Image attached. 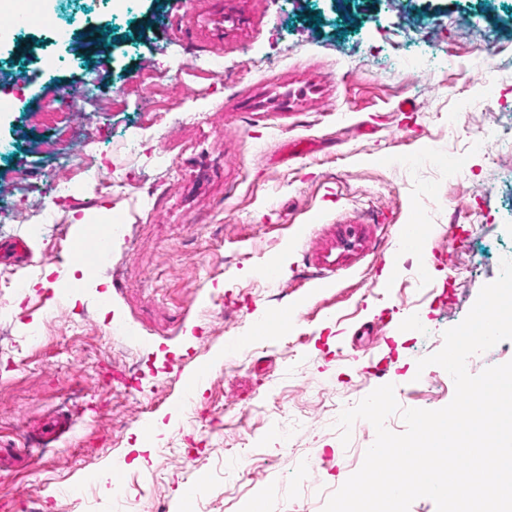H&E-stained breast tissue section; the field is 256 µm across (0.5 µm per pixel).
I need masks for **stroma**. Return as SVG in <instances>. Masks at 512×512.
I'll use <instances>...</instances> for the list:
<instances>
[{
	"mask_svg": "<svg viewBox=\"0 0 512 512\" xmlns=\"http://www.w3.org/2000/svg\"><path fill=\"white\" fill-rule=\"evenodd\" d=\"M47 14L63 32L0 15V242L33 252L0 263L22 283L0 293V440L55 412L73 431L0 470V504L247 512L269 487L265 512H322L375 440L367 426L342 444L337 408L388 383L401 408L448 405L453 380L417 362L512 256V0H52ZM89 76L112 108L71 124L121 177L108 194L41 153L55 130L31 121ZM50 180L69 186L54 243L27 226ZM107 215L127 238L76 267L74 241ZM414 220L432 254L397 248ZM283 253L286 275L264 278ZM61 279L81 286L60 295ZM289 310L286 331L255 336ZM119 320L137 342L111 338ZM204 362L201 396L171 412Z\"/></svg>",
	"mask_w": 512,
	"mask_h": 512,
	"instance_id": "35a3bbf8",
	"label": "stroma"
}]
</instances>
